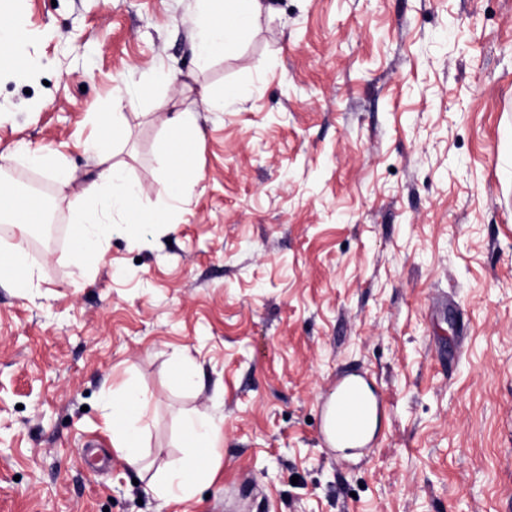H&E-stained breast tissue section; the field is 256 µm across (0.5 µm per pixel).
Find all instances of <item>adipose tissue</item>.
I'll return each mask as SVG.
<instances>
[{"instance_id":"1","label":"adipose tissue","mask_w":512,"mask_h":512,"mask_svg":"<svg viewBox=\"0 0 512 512\" xmlns=\"http://www.w3.org/2000/svg\"><path fill=\"white\" fill-rule=\"evenodd\" d=\"M204 3L207 20L201 30L200 55L205 59L239 41L262 13L261 0H204ZM115 139L111 129L94 139L99 153V171L95 181L84 190L85 204L76 205L71 212L70 220L76 229L72 257L78 263L95 257L101 242L112 232L111 225L101 219L102 211L119 212L129 224L164 221L163 214L140 209V186L127 178L121 164L112 160L111 146ZM0 217L13 224L46 221L45 213H34L31 196L21 193L7 178H0ZM148 403L147 396L139 392L120 391L112 395L114 446L129 466L139 470L146 469L147 464L139 444L137 425L143 420ZM210 432L202 415L186 418L184 435L193 451L162 474L158 491L165 499L187 498L197 481L210 477L205 446Z\"/></svg>"}]
</instances>
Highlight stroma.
<instances>
[{"mask_svg":"<svg viewBox=\"0 0 512 512\" xmlns=\"http://www.w3.org/2000/svg\"><path fill=\"white\" fill-rule=\"evenodd\" d=\"M264 3L204 63L199 0H22L34 74H0V165L42 186L55 234L29 288L0 282V512H512V0ZM204 87L236 100L202 111ZM116 98L114 159L167 221L113 215L79 267L70 210ZM352 375L377 425L334 451L322 408ZM129 386L154 470L186 415L214 420L190 498L113 448ZM200 135L199 127L184 112H177L169 120L168 137L171 139H179L186 143H191L199 138ZM166 174L168 188L173 198L179 199L191 192L195 182L191 178L188 165L183 157L176 160L169 159Z\"/></svg>","mask_w":512,"mask_h":512,"instance_id":"obj_1","label":"stroma"}]
</instances>
